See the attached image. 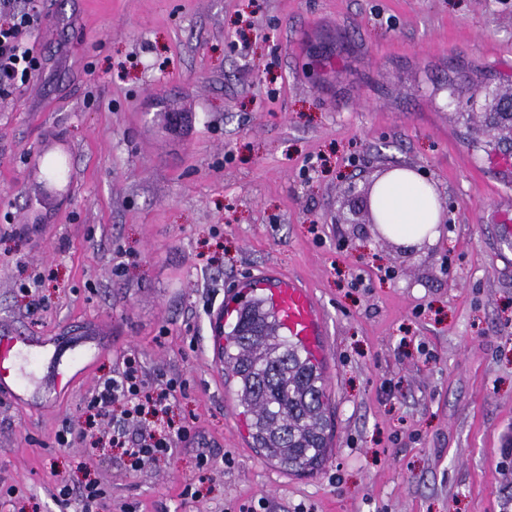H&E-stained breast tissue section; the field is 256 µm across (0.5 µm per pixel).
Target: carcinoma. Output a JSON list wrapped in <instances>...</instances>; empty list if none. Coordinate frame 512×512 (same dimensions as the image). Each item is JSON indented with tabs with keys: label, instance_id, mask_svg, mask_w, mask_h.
I'll list each match as a JSON object with an SVG mask.
<instances>
[{
	"label": "carcinoma",
	"instance_id": "1",
	"mask_svg": "<svg viewBox=\"0 0 512 512\" xmlns=\"http://www.w3.org/2000/svg\"><path fill=\"white\" fill-rule=\"evenodd\" d=\"M224 347V376L250 416L252 447L281 470L311 472L329 447L331 417L322 368L281 335L263 297L243 305Z\"/></svg>",
	"mask_w": 512,
	"mask_h": 512
}]
</instances>
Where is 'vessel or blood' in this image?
Segmentation results:
<instances>
[{"instance_id":"obj_1","label":"vessel or blood","mask_w":512,"mask_h":512,"mask_svg":"<svg viewBox=\"0 0 512 512\" xmlns=\"http://www.w3.org/2000/svg\"><path fill=\"white\" fill-rule=\"evenodd\" d=\"M251 287L265 292L276 309L288 336L302 345L316 360L328 354L322 315L315 300L296 279L280 274H262L250 282ZM211 353L215 361L224 357V310L209 314ZM71 378L62 366L59 350L50 346L48 338L0 334V398L23 401L28 390L42 394L61 393L68 389Z\"/></svg>"}]
</instances>
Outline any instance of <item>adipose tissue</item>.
I'll list each match as a JSON object with an SVG mask.
<instances>
[{"label": "adipose tissue", "mask_w": 512, "mask_h": 512, "mask_svg": "<svg viewBox=\"0 0 512 512\" xmlns=\"http://www.w3.org/2000/svg\"><path fill=\"white\" fill-rule=\"evenodd\" d=\"M372 209L380 214L381 234L399 245L432 244L440 236L442 201L412 169L394 168L381 177L372 192Z\"/></svg>", "instance_id": "ef3b65f1"}]
</instances>
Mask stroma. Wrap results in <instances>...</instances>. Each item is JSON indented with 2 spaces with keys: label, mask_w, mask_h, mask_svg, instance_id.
Segmentation results:
<instances>
[{
  "label": "stroma",
  "mask_w": 512,
  "mask_h": 512,
  "mask_svg": "<svg viewBox=\"0 0 512 512\" xmlns=\"http://www.w3.org/2000/svg\"><path fill=\"white\" fill-rule=\"evenodd\" d=\"M42 72L0 98V328L112 331L47 411L0 400V512H512V152L445 106L512 85V0H42ZM406 166L450 204L408 250L340 224L348 181ZM267 270L319 304L328 455L253 448L209 351L210 307ZM45 279L30 294L22 283ZM180 377L194 437L129 470L57 447L124 355ZM213 460L196 497L197 459ZM101 491L98 489L95 481L88 480L82 488L80 494L73 498V489L68 485H62L58 489L56 497L64 505H70L72 499L77 501L79 512H99L102 507L101 504Z\"/></svg>",
  "instance_id": "stroma-1"
}]
</instances>
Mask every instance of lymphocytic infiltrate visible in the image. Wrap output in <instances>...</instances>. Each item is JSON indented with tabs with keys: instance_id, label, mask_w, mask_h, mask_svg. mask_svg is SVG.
Returning a JSON list of instances; mask_svg holds the SVG:
<instances>
[{
	"instance_id": "1",
	"label": "lymphocytic infiltrate",
	"mask_w": 512,
	"mask_h": 512,
	"mask_svg": "<svg viewBox=\"0 0 512 512\" xmlns=\"http://www.w3.org/2000/svg\"><path fill=\"white\" fill-rule=\"evenodd\" d=\"M42 20L37 0H0V97L11 95L42 70L32 44V33ZM182 387L176 378L150 381L138 359L126 356L88 401L80 434L62 431L56 443L69 448L82 440L90 456L105 446L121 449L133 470L168 457L190 435L189 425L172 415Z\"/></svg>"
}]
</instances>
